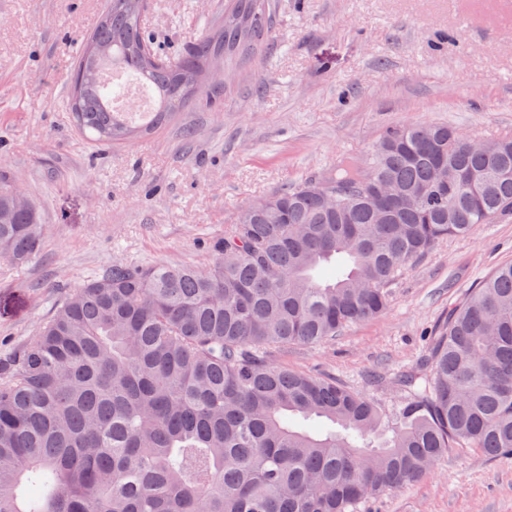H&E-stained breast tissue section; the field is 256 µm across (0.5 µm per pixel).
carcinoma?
Masks as SVG:
<instances>
[{"label":"carcinoma","instance_id":"obj_1","mask_svg":"<svg viewBox=\"0 0 512 512\" xmlns=\"http://www.w3.org/2000/svg\"><path fill=\"white\" fill-rule=\"evenodd\" d=\"M146 5L111 0L77 57L71 112L94 141L167 122L219 57L273 33L268 0H230L224 26L168 58L141 31ZM115 69L153 93L139 124L113 111ZM509 215L511 138L407 124L246 206L208 268L113 264L0 366V512H356L455 444L512 457V263L448 309L390 416L267 356L381 314L410 261ZM43 238L1 179L0 258L23 264Z\"/></svg>","mask_w":512,"mask_h":512}]
</instances>
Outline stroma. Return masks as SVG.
<instances>
[{
  "mask_svg": "<svg viewBox=\"0 0 512 512\" xmlns=\"http://www.w3.org/2000/svg\"><path fill=\"white\" fill-rule=\"evenodd\" d=\"M109 0H0V173L40 211L26 264L0 259V359L27 345L85 280L115 262L209 267L248 204L367 157L393 128L445 123L512 136V0H272L262 51L164 125L97 145L75 126L69 78ZM225 0H148L170 57L220 28ZM512 262V216L437 243L398 274L389 308L275 365L334 377L393 410L395 384L447 314ZM359 512H512V458L459 444L417 482Z\"/></svg>",
  "mask_w": 512,
  "mask_h": 512,
  "instance_id": "35a3bbf8",
  "label": "stroma"
}]
</instances>
